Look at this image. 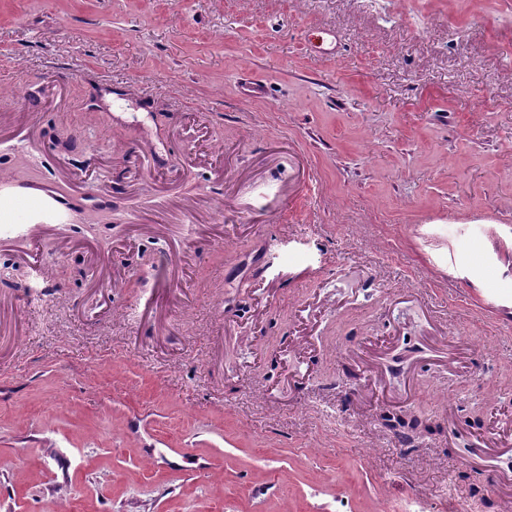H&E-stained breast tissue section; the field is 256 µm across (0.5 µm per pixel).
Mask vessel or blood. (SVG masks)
<instances>
[{"instance_id":"obj_1","label":"vessel or blood","mask_w":512,"mask_h":512,"mask_svg":"<svg viewBox=\"0 0 512 512\" xmlns=\"http://www.w3.org/2000/svg\"><path fill=\"white\" fill-rule=\"evenodd\" d=\"M92 195L91 186L73 194L49 182H20L0 174V243L30 242L42 228L69 224L79 202Z\"/></svg>"}]
</instances>
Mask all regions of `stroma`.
<instances>
[{
	"mask_svg": "<svg viewBox=\"0 0 512 512\" xmlns=\"http://www.w3.org/2000/svg\"><path fill=\"white\" fill-rule=\"evenodd\" d=\"M1 171L0 512H512V0H0ZM92 196L86 185L79 194L64 191L50 182H20L0 174V243L39 244L42 228L71 224L76 205ZM37 238L38 242L33 241ZM32 241V242H31Z\"/></svg>",
	"mask_w": 512,
	"mask_h": 512,
	"instance_id": "obj_1",
	"label": "stroma"
}]
</instances>
